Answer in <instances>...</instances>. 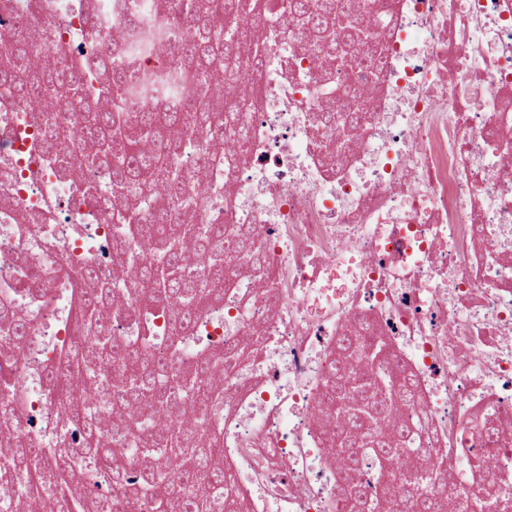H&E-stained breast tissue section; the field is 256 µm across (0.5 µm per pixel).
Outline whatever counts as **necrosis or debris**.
Wrapping results in <instances>:
<instances>
[{"instance_id": "necrosis-or-debris-1", "label": "necrosis or debris", "mask_w": 512, "mask_h": 512, "mask_svg": "<svg viewBox=\"0 0 512 512\" xmlns=\"http://www.w3.org/2000/svg\"><path fill=\"white\" fill-rule=\"evenodd\" d=\"M209 2L0 0V47L27 46L41 71L82 66L81 93L50 111L0 90V363L13 362L0 467L15 448L50 468L84 447V421L54 419L71 379L57 352L74 341L75 289L105 283L103 332L141 366L163 361L165 416L203 414L219 432L194 478L209 512H394L424 486L420 448L442 461L440 482L466 489V512H489L492 494L512 505V0H340L319 36L295 0H247L224 49L253 90L200 101L208 132L180 125L181 195L157 204L141 185L109 206L104 168L87 166L66 130L94 112L176 111ZM117 68L171 80L152 99L124 98L105 91ZM161 224L247 230L259 257L206 285L175 342L167 305L139 291L142 269L166 260L142 246ZM347 337L360 341L349 355ZM232 345L244 362L229 363ZM121 367L98 365L113 384L84 410L124 487L91 464L75 488L109 490L112 512H152L149 495L129 491L161 463L153 410L117 403ZM202 370L206 390L187 397ZM339 376L415 385L391 420L364 425L348 474L333 443L348 414L325 397ZM393 430L408 457L372 444ZM218 474L232 510L211 494Z\"/></svg>"}]
</instances>
